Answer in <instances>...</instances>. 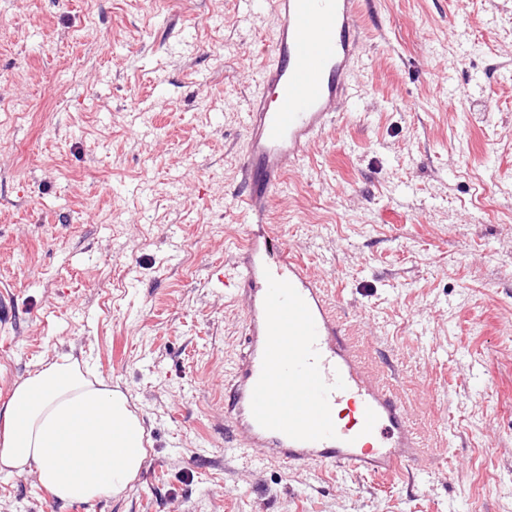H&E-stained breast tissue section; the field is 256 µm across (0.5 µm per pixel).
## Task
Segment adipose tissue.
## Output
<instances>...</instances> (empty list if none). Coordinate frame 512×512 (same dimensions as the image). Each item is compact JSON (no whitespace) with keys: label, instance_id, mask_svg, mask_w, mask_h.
<instances>
[{"label":"adipose tissue","instance_id":"ef3b65f1","mask_svg":"<svg viewBox=\"0 0 512 512\" xmlns=\"http://www.w3.org/2000/svg\"><path fill=\"white\" fill-rule=\"evenodd\" d=\"M145 444L126 395L70 354L29 374L0 405V471L35 473L63 503L124 493Z\"/></svg>","mask_w":512,"mask_h":512}]
</instances>
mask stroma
Listing matches in <instances>:
<instances>
[{"mask_svg": "<svg viewBox=\"0 0 512 512\" xmlns=\"http://www.w3.org/2000/svg\"><path fill=\"white\" fill-rule=\"evenodd\" d=\"M356 96L266 222L451 444L427 477L225 452L244 312L210 278L268 30L240 0H0V404L62 354L144 420L116 497L0 473V512H512V0H359Z\"/></svg>", "mask_w": 512, "mask_h": 512, "instance_id": "obj_1", "label": "stroma"}]
</instances>
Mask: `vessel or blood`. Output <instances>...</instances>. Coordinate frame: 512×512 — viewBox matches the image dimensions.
I'll list each match as a JSON object with an SVG mask.
<instances>
[{
	"label": "vessel or blood",
	"mask_w": 512,
	"mask_h": 512,
	"mask_svg": "<svg viewBox=\"0 0 512 512\" xmlns=\"http://www.w3.org/2000/svg\"><path fill=\"white\" fill-rule=\"evenodd\" d=\"M272 19L259 92L245 122L239 200L252 220L224 272L244 310L243 344L224 380V430L250 470L333 465L391 477L428 436L321 277L264 224L288 170L346 103L359 63L358 0H267Z\"/></svg>",
	"instance_id": "b4317fda"
}]
</instances>
